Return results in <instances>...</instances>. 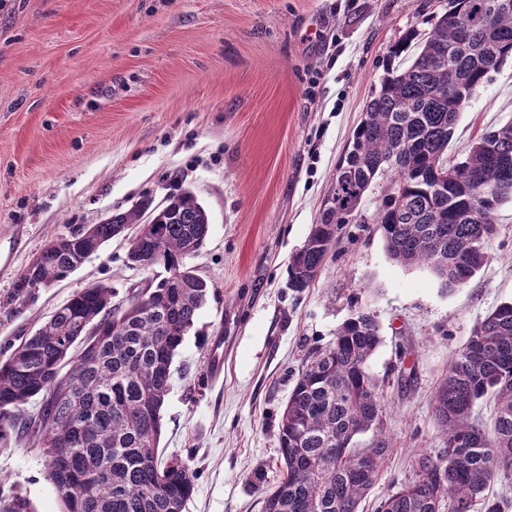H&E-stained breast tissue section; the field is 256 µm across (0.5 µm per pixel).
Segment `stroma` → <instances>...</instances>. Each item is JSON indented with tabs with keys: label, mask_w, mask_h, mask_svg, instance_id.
<instances>
[{
	"label": "stroma",
	"mask_w": 512,
	"mask_h": 512,
	"mask_svg": "<svg viewBox=\"0 0 512 512\" xmlns=\"http://www.w3.org/2000/svg\"><path fill=\"white\" fill-rule=\"evenodd\" d=\"M433 0H0V354L95 283L117 299L163 269L126 264L127 236L21 302L17 278L51 239L142 198L191 191L210 232L192 264L211 290L171 367L160 450L197 474L186 512H262L249 477L281 475L278 422L302 364L354 313L382 343L370 361L394 446L363 512L437 453L433 396L473 328L512 301V200L496 211L490 258L444 290L427 267L388 255L371 218L376 180L315 282L288 265L379 87L389 48ZM512 121V59L461 112L449 160ZM62 512L38 445L0 447V501Z\"/></svg>",
	"instance_id": "obj_1"
}]
</instances>
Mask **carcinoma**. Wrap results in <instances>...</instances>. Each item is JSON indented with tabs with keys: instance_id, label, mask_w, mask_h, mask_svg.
<instances>
[{
	"instance_id": "1",
	"label": "carcinoma",
	"mask_w": 512,
	"mask_h": 512,
	"mask_svg": "<svg viewBox=\"0 0 512 512\" xmlns=\"http://www.w3.org/2000/svg\"><path fill=\"white\" fill-rule=\"evenodd\" d=\"M500 0H451L429 28L409 30L389 49L379 89L336 167L334 204L319 214L289 263L291 287L313 282L344 224L381 175L390 193L372 219L390 257L426 265L446 288L471 279L487 262L494 213L512 198V122L475 139L458 162L448 146L468 102L512 58V5ZM495 145L490 152L486 145ZM448 189L434 192L436 172ZM141 228L128 248L130 267L169 273L126 303L112 287L76 293L35 334L0 361V445L26 436L39 445L64 512H185L196 476L158 455L162 408L171 365L206 302L209 284L190 268L210 229L207 210L190 192L153 205L149 198L51 240L16 284L25 299L80 268L122 234ZM382 337L373 315L356 312L332 342L309 353L278 424L282 477L270 487L253 472L263 512H358L375 486L392 438L383 431L385 404L369 363ZM493 396V428L472 418ZM38 401L31 426L20 430L24 406ZM444 448L419 454L413 475L384 496L376 512H505L489 494L495 479L512 476V302L490 312L451 360L433 403ZM372 437L365 445L358 438Z\"/></svg>"
}]
</instances>
